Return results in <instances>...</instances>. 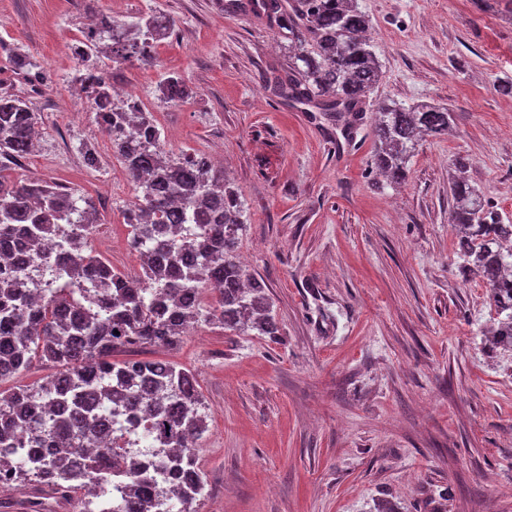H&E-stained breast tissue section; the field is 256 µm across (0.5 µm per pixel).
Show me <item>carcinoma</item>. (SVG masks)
<instances>
[{"label":"carcinoma","instance_id":"obj_1","mask_svg":"<svg viewBox=\"0 0 512 512\" xmlns=\"http://www.w3.org/2000/svg\"><path fill=\"white\" fill-rule=\"evenodd\" d=\"M255 7L279 20L288 70L274 88L296 104L350 117L353 130L361 104L381 77L368 35L370 21L355 0H258ZM174 24L159 14L132 22L106 15L73 47L81 65L78 81L95 122L112 140L135 183V201L125 211L141 271L116 272L88 253V238L101 215L94 200L35 179H0V262L23 227L25 251L0 277V383L24 371L36 356L59 371L32 386L0 391V469L12 483H35L67 501L80 489L92 497L81 512H181L203 495L205 480L192 440L201 435L204 403L192 374L168 362H113L112 351L143 345H172L201 319L226 330L274 336L278 327L264 283L240 261L244 228L239 194L203 155L176 154L165 147L151 113L114 102L112 85L99 74L104 54L118 62L151 59ZM0 56L31 73L36 65L0 40ZM174 105L193 97L180 77L160 87ZM372 128L376 170L391 185L402 184L419 142L448 133L446 107L383 100ZM34 103L0 94V167L16 164L42 135ZM453 163L448 182L450 217L458 227L463 270L480 276L496 318L488 342L512 357V223ZM56 241L59 253L46 252ZM217 306L203 312L208 291ZM142 426L158 456L154 472L138 466L133 442L112 437L127 425ZM27 447H13L18 426ZM105 443L97 448L95 444ZM124 464L128 481L112 499V474ZM174 480L161 481L164 474Z\"/></svg>","mask_w":512,"mask_h":512}]
</instances>
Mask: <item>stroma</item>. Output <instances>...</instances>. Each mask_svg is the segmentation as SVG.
I'll return each mask as SVG.
<instances>
[{"label": "stroma", "mask_w": 512, "mask_h": 512, "mask_svg": "<svg viewBox=\"0 0 512 512\" xmlns=\"http://www.w3.org/2000/svg\"><path fill=\"white\" fill-rule=\"evenodd\" d=\"M226 2L94 8L173 21L153 62L105 58L101 74L138 93L174 152L223 153L244 203L240 258L279 326L260 336L202 322L174 345L112 354L194 375L206 412L195 512H512V360L484 348L495 312L484 283L460 269L448 199L451 164L465 157L469 180L512 220V94L498 89L512 79V0L486 12L473 0H357L382 77L350 141L268 91L288 68L278 24L251 0ZM89 12L83 0H0V40L37 65L30 77L0 58V93L31 99L45 130L0 179L91 197L102 219L91 250L132 275L140 258L123 213L134 185L78 92L73 47ZM172 75L192 99H160ZM387 99L453 114L448 134L420 141L398 187L371 169V124Z\"/></svg>", "instance_id": "obj_1"}]
</instances>
